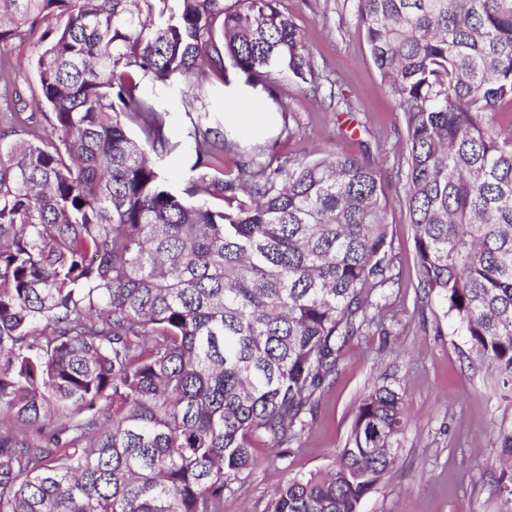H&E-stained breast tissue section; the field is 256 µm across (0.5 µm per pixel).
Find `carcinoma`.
<instances>
[{
    "label": "carcinoma",
    "mask_w": 512,
    "mask_h": 512,
    "mask_svg": "<svg viewBox=\"0 0 512 512\" xmlns=\"http://www.w3.org/2000/svg\"><path fill=\"white\" fill-rule=\"evenodd\" d=\"M357 2L403 112L417 287L512 391V0ZM22 31L49 132L15 111ZM206 68L268 107L276 74L322 79L280 0H0V512H224L254 443L287 456L346 347L384 327L397 280L370 151L224 172L202 128L221 122L190 92ZM147 82L193 127L179 192ZM406 425L404 395L372 385L337 460L268 512H358Z\"/></svg>",
    "instance_id": "cac0c4a2"
}]
</instances>
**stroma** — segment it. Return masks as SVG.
I'll return each mask as SVG.
<instances>
[{"mask_svg": "<svg viewBox=\"0 0 512 512\" xmlns=\"http://www.w3.org/2000/svg\"><path fill=\"white\" fill-rule=\"evenodd\" d=\"M356 0H281L285 12L304 31L316 65L329 77L314 88L282 76L274 92L287 114L264 135L224 145L225 171H235L244 153L258 159L304 155L335 149L351 155L371 150L389 199V237L394 271L400 278L391 309L389 335L368 331L348 346L331 385L298 442L286 458H273L255 443L257 466L246 480L245 495L224 498V512H265L273 490L289 476L326 468L334 462L353 423L360 395L385 383L405 395L408 418L397 465L359 512H512L497 493L499 433L512 432V393L496 390L485 367L471 363L466 336L436 297L417 289L413 232L402 211L407 147L403 117L386 94L357 21ZM36 38L27 36L10 55L12 78L26 111H37ZM337 82L354 106L353 115L329 107L330 82ZM170 113L169 133L182 138L179 155L167 158L168 185L182 189L194 161L177 100L162 98Z\"/></svg>", "mask_w": 512, "mask_h": 512, "instance_id": "35a3bbf8", "label": "stroma"}]
</instances>
